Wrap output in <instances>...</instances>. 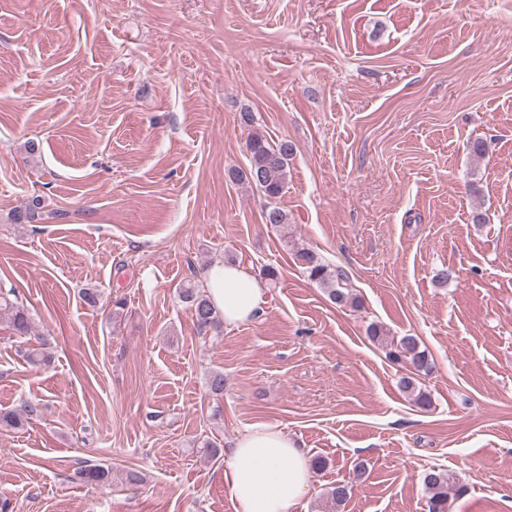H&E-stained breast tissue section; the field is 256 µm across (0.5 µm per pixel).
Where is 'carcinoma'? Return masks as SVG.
I'll return each instance as SVG.
<instances>
[{
    "label": "carcinoma",
    "instance_id": "obj_1",
    "mask_svg": "<svg viewBox=\"0 0 512 512\" xmlns=\"http://www.w3.org/2000/svg\"><path fill=\"white\" fill-rule=\"evenodd\" d=\"M246 148L249 164L246 169L233 173V180L253 184L261 189L269 203L264 211L265 223L277 228L287 223V215L277 205L271 203L282 193L288 173V161L294 154V146L288 140L270 142L267 137L253 131L249 135ZM304 265L310 280L319 283L328 293L329 299L339 305H352L356 298L352 297L348 288V276L342 271H330L317 254L309 249L297 253ZM14 291H0V313L9 317L11 329L20 338L27 337L31 332V317L28 310L18 299L11 298ZM178 297L190 305L196 320L197 328L202 334L221 328L220 313L213 307L206 295L201 280L189 279L178 288ZM24 360L34 366L41 367L51 362V356L44 348V342L29 345L20 349ZM389 359L404 362L413 366L418 372L430 369L426 350L421 348L418 337L406 335L398 341L390 343ZM401 388L410 392L413 402L421 409L431 406L428 395L416 389L409 377L401 379ZM43 404L32 398L22 400L14 408L0 412V427L18 429L25 422L40 416ZM81 478L90 485L101 486L112 482V471L99 465H87L78 471ZM427 492L428 512H448V494L454 481L449 473L443 470L428 469L422 478ZM352 486L338 484L328 491L326 507L334 510L343 505L351 495Z\"/></svg>",
    "mask_w": 512,
    "mask_h": 512
}]
</instances>
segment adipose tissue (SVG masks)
<instances>
[{
    "mask_svg": "<svg viewBox=\"0 0 512 512\" xmlns=\"http://www.w3.org/2000/svg\"><path fill=\"white\" fill-rule=\"evenodd\" d=\"M203 280L225 325L245 324L261 314L264 285L244 266L215 263L204 271ZM223 478L236 512H290L310 488V461L283 430L255 426L233 443Z\"/></svg>",
    "mask_w": 512,
    "mask_h": 512,
    "instance_id": "obj_1",
    "label": "adipose tissue"
}]
</instances>
